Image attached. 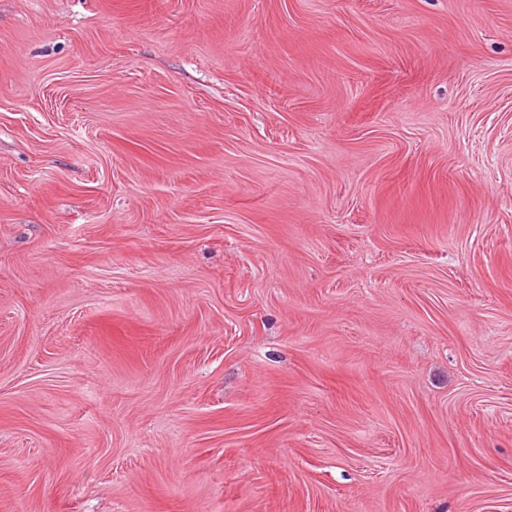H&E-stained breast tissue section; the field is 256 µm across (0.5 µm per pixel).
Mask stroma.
<instances>
[{"instance_id":"35a3bbf8","label":"stroma","mask_w":512,"mask_h":512,"mask_svg":"<svg viewBox=\"0 0 512 512\" xmlns=\"http://www.w3.org/2000/svg\"><path fill=\"white\" fill-rule=\"evenodd\" d=\"M0 512H512V0H0Z\"/></svg>"}]
</instances>
